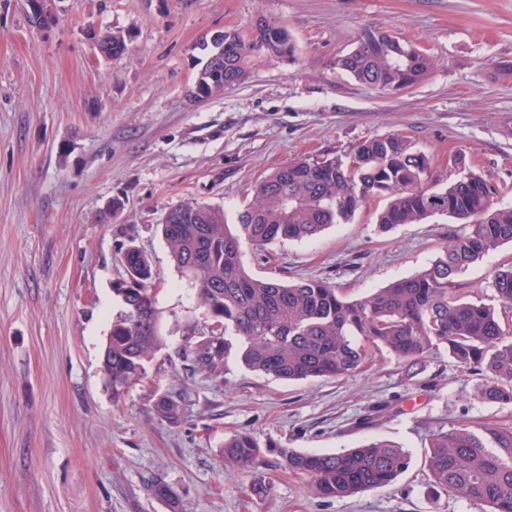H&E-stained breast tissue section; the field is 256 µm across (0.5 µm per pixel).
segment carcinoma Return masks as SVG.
I'll use <instances>...</instances> for the list:
<instances>
[{
    "label": "carcinoma",
    "instance_id": "carcinoma-1",
    "mask_svg": "<svg viewBox=\"0 0 512 512\" xmlns=\"http://www.w3.org/2000/svg\"><path fill=\"white\" fill-rule=\"evenodd\" d=\"M265 37L235 29L224 31V57H209L198 73L200 90L212 91L209 76L224 74V87L243 83L249 64L259 56L288 55L296 48L288 29L263 19ZM408 60L386 46L359 41L334 65L358 82L387 91L410 88L432 67L431 57L410 41ZM251 200L228 224L224 212L194 202L173 209L161 224L177 270L196 288V298L210 321L222 330L202 340L190 327L185 351L195 367L221 375L224 360L236 353L247 368L275 379L300 381L340 378L358 369L366 347L386 352L407 369L431 353L445 350L482 377L478 398L512 402V265L492 274L491 288L500 307L458 293L457 277L504 244L512 243V205L473 171L442 185L433 177L426 154L407 137L390 133L360 141L348 155L298 158L257 181ZM386 200L377 224L388 231L446 217L463 231L442 247L435 259L414 274L365 296L350 298L322 279L295 283L253 276L243 261V247L257 250L284 240H311L334 224L350 222L365 205ZM123 260L137 273L112 289L116 307L102 353V370L115 397L144 381L147 368L164 346L157 280L151 260L130 246ZM135 306L148 322L124 315ZM157 413L178 417L176 401L161 396ZM428 466L440 488L495 512H512V427H457L431 434ZM224 459L249 472L261 463L262 447L248 434L224 440ZM288 468L310 477V491L321 498H344L389 485L409 467L402 447L377 439L339 453L280 449Z\"/></svg>",
    "mask_w": 512,
    "mask_h": 512
}]
</instances>
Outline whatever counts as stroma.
Returning a JSON list of instances; mask_svg holds the SVG:
<instances>
[{"mask_svg":"<svg viewBox=\"0 0 512 512\" xmlns=\"http://www.w3.org/2000/svg\"><path fill=\"white\" fill-rule=\"evenodd\" d=\"M49 29L25 0H0V512H492L435 487L428 442L438 429L512 425V404L483 402L479 379L447 352L411 373L368 353L336 379L277 380L229 357L220 378L183 347L204 325L193 287L170 261L160 226L188 201L228 223L254 182L302 157L350 153L400 133L441 181L482 173L512 203V0H51ZM281 21L294 60L256 59L246 81L206 99L191 93L207 46L227 28ZM122 34L126 52L99 55L87 27ZM367 31L425 50L430 73L380 92L337 70ZM376 200L310 241L246 252L256 276L320 278L349 297L409 276L460 230L446 218L380 232ZM163 285V349L145 383L113 397L102 349L127 244ZM512 243L458 283L492 302L491 273ZM180 406L159 416V396ZM263 447L249 474L225 466V438ZM409 451L388 486L324 499L281 449L338 452L371 439ZM269 488L255 497L253 478ZM173 500L155 496L153 483Z\"/></svg>","mask_w":512,"mask_h":512,"instance_id":"35a3bbf8","label":"stroma"}]
</instances>
